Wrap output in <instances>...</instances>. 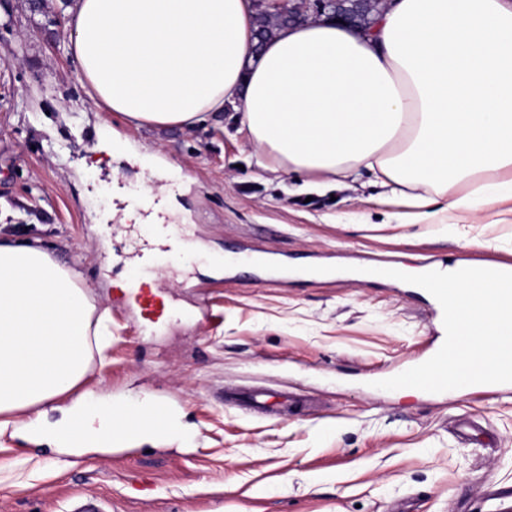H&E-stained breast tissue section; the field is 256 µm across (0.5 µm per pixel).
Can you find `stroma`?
Returning <instances> with one entry per match:
<instances>
[{"label":"stroma","mask_w":512,"mask_h":512,"mask_svg":"<svg viewBox=\"0 0 512 512\" xmlns=\"http://www.w3.org/2000/svg\"><path fill=\"white\" fill-rule=\"evenodd\" d=\"M59 0H0V234L41 239L112 316L108 364L84 390L166 402L184 441L68 456L0 438V512H490L512 492V384L377 388L440 330L425 290L352 270L512 263V212L490 204L416 224L370 176L317 186L260 166L235 113L158 131L95 106L53 23ZM167 195H145L148 179ZM164 212L185 251L127 263L108 214ZM339 273L272 284L251 250ZM170 312L146 319L131 283ZM294 397L285 414L245 393Z\"/></svg>","instance_id":"stroma-1"}]
</instances>
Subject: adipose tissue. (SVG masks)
I'll return each mask as SVG.
<instances>
[{"instance_id":"ef3b65f1","label":"adipose tissue","mask_w":512,"mask_h":512,"mask_svg":"<svg viewBox=\"0 0 512 512\" xmlns=\"http://www.w3.org/2000/svg\"><path fill=\"white\" fill-rule=\"evenodd\" d=\"M68 51L93 104L129 123L189 129L225 106L281 173L339 184L367 173L423 210L512 201V0H391L369 33L308 20L254 52L253 0H76ZM106 316L40 239L0 238V435L24 418L55 448L180 441L178 416L137 403L131 426L81 384L106 363ZM70 403L47 422L60 398Z\"/></svg>"}]
</instances>
